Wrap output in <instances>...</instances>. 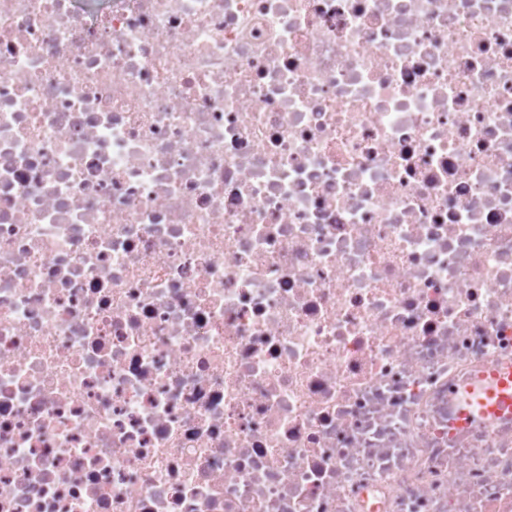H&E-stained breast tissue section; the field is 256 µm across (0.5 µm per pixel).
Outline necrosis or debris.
I'll return each mask as SVG.
<instances>
[{"label": "necrosis or debris", "instance_id": "1", "mask_svg": "<svg viewBox=\"0 0 512 512\" xmlns=\"http://www.w3.org/2000/svg\"><path fill=\"white\" fill-rule=\"evenodd\" d=\"M512 0H0V512H512ZM512 413V373L505 377L493 373L491 377H482L473 386L459 412L460 421L471 418L498 417Z\"/></svg>", "mask_w": 512, "mask_h": 512}]
</instances>
